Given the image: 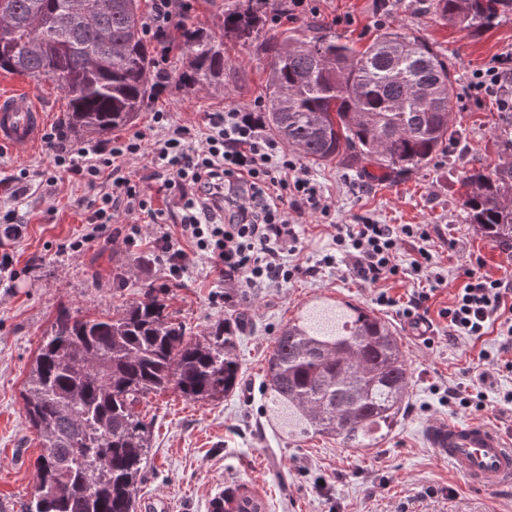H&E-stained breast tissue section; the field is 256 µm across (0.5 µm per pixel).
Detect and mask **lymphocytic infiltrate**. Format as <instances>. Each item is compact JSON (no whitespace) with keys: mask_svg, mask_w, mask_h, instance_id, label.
I'll return each mask as SVG.
<instances>
[{"mask_svg":"<svg viewBox=\"0 0 512 512\" xmlns=\"http://www.w3.org/2000/svg\"><path fill=\"white\" fill-rule=\"evenodd\" d=\"M465 93L475 99L496 95L501 109L512 112V53L476 71ZM42 139L55 167L96 193L85 227L67 245L69 252L119 236L129 244L140 240L138 225L121 229L112 224V212L122 203L128 213L156 222L150 249L164 262L168 281L183 279L192 254L205 259L217 282L230 281L252 291L310 275V268L289 258L300 249L306 216L329 217L330 207L309 170L291 159L253 114L237 109L209 112L196 126L158 111L147 134L138 131L76 148L66 146V136L57 128ZM138 156L150 157L169 205L181 213L179 224L160 223L159 212L125 172L126 161ZM434 231L431 224H337L321 262L344 266L360 282L377 286L375 304L399 306L401 316L416 328L425 323L429 302L445 281L433 270L428 244ZM407 242L413 244L415 256L404 268L397 256ZM406 276L423 286L412 291L405 304H397L378 287L379 282ZM462 278L451 302L438 312L448 325L449 338L478 340L494 328L500 346L493 356L478 353L477 384L460 382L446 388L441 403L453 412L478 413L486 407L481 383L500 372L512 373V280L494 279L473 268L465 269Z\"/></svg>","mask_w":512,"mask_h":512,"instance_id":"obj_1","label":"lymphocytic infiltrate"}]
</instances>
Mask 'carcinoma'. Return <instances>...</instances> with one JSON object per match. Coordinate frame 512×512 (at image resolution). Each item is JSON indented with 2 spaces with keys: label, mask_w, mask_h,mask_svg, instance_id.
Here are the masks:
<instances>
[{
  "label": "carcinoma",
  "mask_w": 512,
  "mask_h": 512,
  "mask_svg": "<svg viewBox=\"0 0 512 512\" xmlns=\"http://www.w3.org/2000/svg\"><path fill=\"white\" fill-rule=\"evenodd\" d=\"M0 0V69L52 81L70 98L67 129L107 133L130 123L156 93L162 70L144 30L141 0ZM287 0H229L223 37L182 27L170 52L189 55L181 86L224 83V39L271 59L260 122L313 164L369 160L404 171L429 165L451 141L448 65L422 38L386 27L364 49L334 36L263 33L267 10ZM461 29L512 16V0H431ZM40 47H32L33 38ZM104 62L97 70L93 60ZM507 159L464 180L463 208L489 241L512 246V139ZM162 289L141 286L122 312L78 317L63 310L35 355L22 397L42 441L33 512H136L150 427L144 398L172 390L195 402L234 393L242 378L241 317L187 335ZM265 385L290 432L373 448L409 398L399 337L374 311L315 303L274 338Z\"/></svg>",
  "instance_id": "carcinoma-1"
}]
</instances>
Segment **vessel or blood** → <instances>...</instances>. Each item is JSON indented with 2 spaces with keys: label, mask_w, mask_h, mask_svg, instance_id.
<instances>
[{
  "label": "vessel or blood",
  "mask_w": 512,
  "mask_h": 512,
  "mask_svg": "<svg viewBox=\"0 0 512 512\" xmlns=\"http://www.w3.org/2000/svg\"><path fill=\"white\" fill-rule=\"evenodd\" d=\"M43 114L28 95H0V142L22 153L39 140ZM428 442L438 458L450 461L475 488L512 485V441L498 428L480 421L434 425Z\"/></svg>",
  "instance_id": "obj_1"
}]
</instances>
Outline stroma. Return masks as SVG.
<instances>
[{"mask_svg":"<svg viewBox=\"0 0 512 512\" xmlns=\"http://www.w3.org/2000/svg\"><path fill=\"white\" fill-rule=\"evenodd\" d=\"M428 0H311L292 19L272 25L274 33L309 34L317 23L364 49L386 26L403 27L424 39L448 64L454 77L453 126L448 149L428 166L403 174L378 170L372 162L357 166L328 163L309 171L332 203L331 218L355 224L368 217L380 224H434L442 234L431 250L446 281L429 303V322L416 330L395 308L374 307L400 337L411 372L409 400L390 434L373 448H346L337 437L284 434L266 412L264 374L280 329L295 322L316 300L371 305V288L322 268L280 288L227 303L224 290L206 274L201 258H192L183 280L167 284L165 266L146 242L100 243L68 255L61 248L78 235L88 215L91 193L68 179L46 185L53 172L45 146L25 154L0 146V217L14 211L27 227L14 246L18 275L0 282V512H26L38 496L34 461L41 444L29 427L23 386L30 363L50 335L59 310L97 317L121 311L144 283L165 286L164 299L174 316L194 335L233 313L248 320L241 335V383L235 393L215 402H194L169 391L149 396L139 411L151 424L149 461L138 493L137 512H211L219 495L256 494L265 512H512V486L478 491L469 487L448 461L435 457L427 429L467 413H449L435 392L474 380L470 367L479 351L496 352L497 334L473 341L449 340L438 312L461 287L460 272L483 260V274L512 278V248L490 243L463 212V178L470 169L497 161L498 142L512 130V114L495 98L475 105L464 90L474 71L512 51V18L480 33L442 20ZM229 59L223 86L202 92L178 82L186 58L163 65L169 80L148 110L125 125V132L147 130L150 115L162 110L180 123H199L205 113L239 108L258 111L257 99L269 68L266 56L225 40ZM31 90L50 125L67 122L68 98L50 81L0 70V92ZM31 176L21 199L11 179L20 169ZM372 306V305H371ZM433 346H425L423 336ZM324 490H317L318 480Z\"/></svg>","mask_w":512,"mask_h":512,"instance_id":"stroma-1","label":"stroma"}]
</instances>
